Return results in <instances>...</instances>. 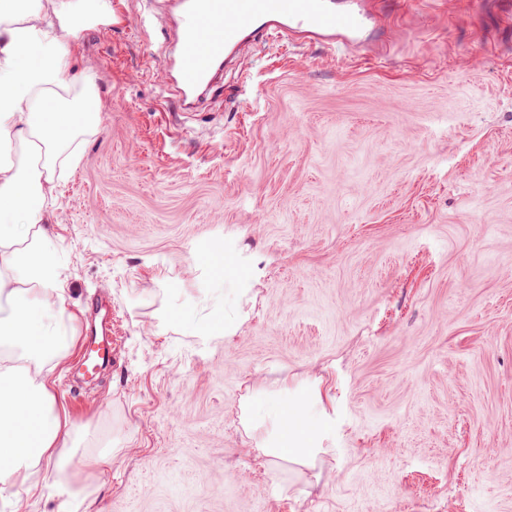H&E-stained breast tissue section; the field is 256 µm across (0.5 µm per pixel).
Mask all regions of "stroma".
Returning <instances> with one entry per match:
<instances>
[{
  "instance_id": "1",
  "label": "stroma",
  "mask_w": 512,
  "mask_h": 512,
  "mask_svg": "<svg viewBox=\"0 0 512 512\" xmlns=\"http://www.w3.org/2000/svg\"><path fill=\"white\" fill-rule=\"evenodd\" d=\"M113 2L76 60L100 128L48 224L75 315L53 392L113 447L73 459L91 512H512V19L393 0L386 61L248 47L192 109L162 82L175 4ZM313 385L327 454L259 455L243 406Z\"/></svg>"
}]
</instances>
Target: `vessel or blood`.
<instances>
[{"mask_svg": "<svg viewBox=\"0 0 512 512\" xmlns=\"http://www.w3.org/2000/svg\"><path fill=\"white\" fill-rule=\"evenodd\" d=\"M389 0H178L172 77L181 97L206 88L245 44L316 42L342 51L387 28Z\"/></svg>", "mask_w": 512, "mask_h": 512, "instance_id": "b4317fda", "label": "vessel or blood"}]
</instances>
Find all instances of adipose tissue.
Segmentation results:
<instances>
[{"label":"adipose tissue","instance_id":"adipose-tissue-1","mask_svg":"<svg viewBox=\"0 0 512 512\" xmlns=\"http://www.w3.org/2000/svg\"><path fill=\"white\" fill-rule=\"evenodd\" d=\"M112 0H0V506L52 488L61 512H82L88 482L69 473L89 428L75 427L49 376L73 342L62 261L44 228L80 136L100 125L89 73L68 74L83 31L112 22ZM329 418L310 421L302 401L283 405L258 445L270 459H312Z\"/></svg>","mask_w":512,"mask_h":512}]
</instances>
